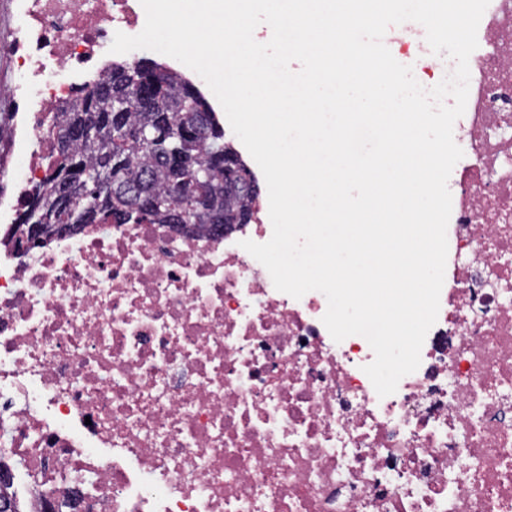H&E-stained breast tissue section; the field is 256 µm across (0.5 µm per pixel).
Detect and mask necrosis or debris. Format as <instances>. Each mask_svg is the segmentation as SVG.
I'll return each mask as SVG.
<instances>
[{
  "mask_svg": "<svg viewBox=\"0 0 512 512\" xmlns=\"http://www.w3.org/2000/svg\"><path fill=\"white\" fill-rule=\"evenodd\" d=\"M140 0H19L13 194L0 209V447L35 512H512V0H490L454 125L466 144L436 323L379 397L368 341H334L322 292L296 299L222 235L92 224L8 240L47 181L79 72Z\"/></svg>",
  "mask_w": 512,
  "mask_h": 512,
  "instance_id": "obj_1",
  "label": "necrosis or debris"
}]
</instances>
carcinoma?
<instances>
[{
	"instance_id": "cac0c4a2",
	"label": "carcinoma",
	"mask_w": 512,
	"mask_h": 512,
	"mask_svg": "<svg viewBox=\"0 0 512 512\" xmlns=\"http://www.w3.org/2000/svg\"><path fill=\"white\" fill-rule=\"evenodd\" d=\"M150 82L155 95L141 101L135 88ZM148 129L173 138L178 157L142 148ZM233 157L237 192L224 191V156ZM54 175L35 192L42 219L84 229L90 224H177L195 194L209 199L212 218L201 223H241L251 208L257 181L224 141V128L204 96L189 80L152 59L111 62L86 86L65 113L54 152ZM96 170L101 184L82 188L84 171ZM197 169L208 179L192 181Z\"/></svg>"
}]
</instances>
